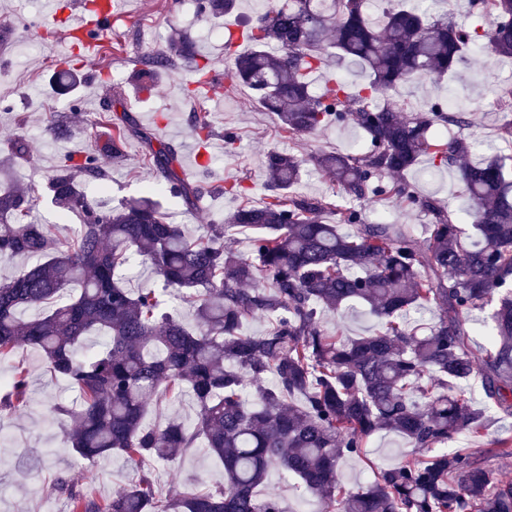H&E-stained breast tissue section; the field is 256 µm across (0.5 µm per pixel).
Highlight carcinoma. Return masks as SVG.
Returning <instances> with one entry per match:
<instances>
[{
  "instance_id": "carcinoma-1",
  "label": "carcinoma",
  "mask_w": 512,
  "mask_h": 512,
  "mask_svg": "<svg viewBox=\"0 0 512 512\" xmlns=\"http://www.w3.org/2000/svg\"><path fill=\"white\" fill-rule=\"evenodd\" d=\"M471 2L473 23L463 27L423 9L425 0H387L375 17L368 0H282L238 36H224L227 78L249 89L283 132L347 124L364 132L362 151H321L312 160L353 203L405 199L427 217L422 242L394 224L365 223L352 205L292 195L302 160L274 150L264 160L265 201L242 204L199 237L170 223L151 186L115 207L91 202L81 185L106 180L105 171L93 153L66 154L48 182L50 203L81 224L62 239L30 219L40 196L14 181L15 162L27 155L14 142L0 160V256L38 262L0 281V360L37 349L45 373L79 395L71 407H53L63 443L89 468L117 454L140 470L135 485L110 498L57 479L70 512H282L277 494L261 492L273 468L320 496L324 512H512V481L483 467V449H446L462 434L482 437L487 413L512 415V155L473 158L471 141L443 134L463 115L449 117L439 102L425 116L388 100L402 84L448 77L477 51L512 59V0ZM236 7L197 0L209 21ZM177 59L193 68L186 95L206 91L209 61L178 33L168 51L139 62L141 92L152 95ZM329 59L366 79L354 85L336 73L313 90L311 75ZM54 74L65 93L80 80L72 66ZM78 122L72 112L49 131L66 137ZM99 124L112 160L128 138L140 140L170 194L197 206L203 187L178 173L174 149H153L151 133L128 113L114 123L104 112ZM189 124L206 148L207 123L193 114ZM424 156L439 169L460 164L470 234L437 198L400 180ZM330 209L334 224L323 220ZM228 228L251 233L250 255L224 246ZM135 259L164 290L191 298L195 325L163 311L156 289L133 294L123 285ZM354 302L380 320L379 333L352 339L323 329L320 312ZM488 306L491 336L476 364L470 317ZM432 309L439 317L430 327L412 319ZM257 317L268 329L244 333ZM476 377L486 398L478 410L466 396ZM28 386L27 368L16 365L0 412L26 409ZM185 391L196 403L193 421L144 423L150 408ZM380 431L413 451L378 468L371 483L346 487L339 462L361 455ZM194 448L222 462L224 483L157 499L146 466Z\"/></svg>"
}]
</instances>
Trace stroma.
Returning <instances> with one entry per match:
<instances>
[{"label": "stroma", "instance_id": "stroma-1", "mask_svg": "<svg viewBox=\"0 0 512 512\" xmlns=\"http://www.w3.org/2000/svg\"><path fill=\"white\" fill-rule=\"evenodd\" d=\"M172 0H125L128 20L118 22L104 39L111 46V56L92 53L79 61L85 82L76 91L58 94L52 90L51 69L56 59L64 57L70 45L64 37L65 23H57L50 40L37 34L16 33L0 46V159L11 153L15 138L29 145L27 160L15 167V178L21 185L46 188L60 156L81 155L95 147L96 127L100 113L121 115L129 111L137 122L149 129L154 144L174 146L185 177L202 180L205 187L199 210L190 212L179 199L160 194L159 199L175 224L186 225L191 234L205 233L207 225L221 223L242 201L259 203L265 194L266 172L263 165L267 151L275 149L305 159L304 172L294 192L306 197L341 200L336 183L320 171L309 158L319 151L343 153L360 149L364 139L355 127L331 128L317 135L285 138L274 114L254 102L248 89L229 82L211 85L204 97L191 100L182 87L192 79L188 66H180L162 83L154 95L139 93L130 80L138 60L166 48L173 30L186 32L196 44L198 53L209 59L213 69L227 70L230 62L224 55V41L214 35L215 22L197 20L194 11L181 7L172 11ZM512 84V60L496 61L474 54L459 65L456 73L439 85L413 83L394 94L396 103L422 106L427 99L445 100L454 96L465 109L466 121L453 126V133L480 144L481 154L499 149L512 154V143L497 136L496 116L499 102L491 94L494 85ZM70 112L83 114L84 120L66 139L57 140L48 130L49 119ZM198 115L210 127L206 155L209 170H202L196 160L198 146L189 126L190 115ZM237 137L234 150H226L225 131ZM145 149L139 140H129L122 162H112L100 154L99 163L109 176L107 189L88 182L84 191L91 200L102 198L113 202L139 196L153 183L154 176L143 162ZM428 160H421L409 179L418 192L433 194L449 211L464 215L467 201L458 181L456 168L436 171V180H428ZM238 180L248 187L247 198L226 194V182ZM325 329L340 330L349 337L378 332L380 324L366 307L324 312ZM23 363L30 374V403L26 410L0 414V512H67L66 501L55 487V479L65 476L80 488L91 490L100 498H108L130 487L136 481L135 468L117 456L99 460L93 469L83 468L71 449L62 442V426L54 405L76 402L74 389L62 380L45 374L38 351H18L13 359L0 361V377L10 376L15 363ZM512 432V418H492L479 442L459 436L456 445L469 448L480 445L485 454L484 466L498 478L512 481V455L495 453L497 438ZM406 442L399 436L381 432L370 438L364 457H347L340 463L342 482L355 487L370 481L371 465H393L407 452ZM157 492L165 497L206 483L216 485L224 480L222 464L205 450L198 449L174 461L156 466ZM267 487L278 494L285 512H320L318 497L297 489L292 480L278 470H271Z\"/></svg>", "mask_w": 512, "mask_h": 512}]
</instances>
